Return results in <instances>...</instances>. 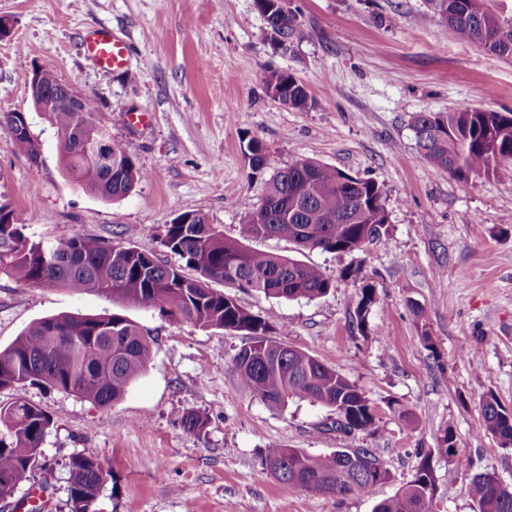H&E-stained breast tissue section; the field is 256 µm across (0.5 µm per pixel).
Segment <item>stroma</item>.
Instances as JSON below:
<instances>
[{
  "label": "stroma",
  "instance_id": "obj_1",
  "mask_svg": "<svg viewBox=\"0 0 512 512\" xmlns=\"http://www.w3.org/2000/svg\"><path fill=\"white\" fill-rule=\"evenodd\" d=\"M299 29L273 42L255 0H0L12 25L0 40V113H26L40 158L31 161L0 126V203L33 241L76 235L128 243L179 265L162 244L166 224L199 212L226 237L240 235L242 200L260 203L265 174L245 147L265 148L268 171L308 157L378 183L388 231L348 254L298 251L285 240L251 248L319 267L329 292L313 300L233 290L254 315L270 316L275 339L306 352L370 399L375 432L351 441L332 431L336 414L305 400L274 407L244 391L234 356L249 339L201 328L88 292L0 276V347L32 322L62 312H117L148 333L144 373L105 408L42 384L0 390L51 419L42 468L0 512H27L44 489L46 512H70L66 465L98 459L106 472L94 512H373L412 479L421 461L435 477L434 512H476L473 473L512 487V447L483 425L495 397L512 413V160L458 179L423 160L413 117L461 106L512 112V57L454 37L427 0H286ZM112 29L129 45V69L99 68L83 54V33ZM39 66L91 96L114 142L147 177L107 200L63 174L54 128L36 112L25 66ZM288 72L310 102L293 110L266 92L271 72ZM138 228L127 237L128 228ZM355 275H347V268ZM376 302L365 328L354 319L363 283ZM207 413L198 433L187 411ZM454 434L461 468L438 448ZM368 448L390 481L338 499L279 483L264 468L280 445L327 454Z\"/></svg>",
  "mask_w": 512,
  "mask_h": 512
}]
</instances>
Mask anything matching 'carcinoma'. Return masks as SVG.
I'll return each mask as SVG.
<instances>
[{
	"label": "carcinoma",
	"mask_w": 512,
	"mask_h": 512,
	"mask_svg": "<svg viewBox=\"0 0 512 512\" xmlns=\"http://www.w3.org/2000/svg\"><path fill=\"white\" fill-rule=\"evenodd\" d=\"M453 34L484 50L512 56V9L504 0H428ZM256 6L267 24L290 40L298 26L292 12L273 7V0ZM266 84L280 91L279 103L304 110L310 100L306 86L293 75L273 72ZM59 135L58 150L66 176L104 198L126 197L147 177L126 152L102 166L86 145L108 137L96 103L85 96L81 111L49 112ZM413 129L420 156L449 175L466 179L490 173L512 159V113L462 106L446 116L418 112ZM13 149L37 161L32 136L11 137ZM240 238H228L197 214L192 224L166 225L163 245L178 255L182 267L163 264L133 246L105 244L76 235L59 244L31 241L26 224L7 204H0V275L36 286L64 288L74 293L96 292L131 307H153L167 316L201 327L242 332L251 342L234 356L237 379L245 391L271 406L294 399L308 400L336 411V430L349 438L375 425L364 392L345 376L312 355L271 337L270 319L255 316L231 296L210 288L220 281L287 300L325 295L332 283L320 268L289 256L251 250L243 241L280 238L299 249L351 253L387 231L384 191L376 182L356 178L319 161L300 158L277 170L267 181L258 204H243ZM375 302L373 285L361 287L355 319L364 327ZM150 345L143 329L120 313L83 315L59 313L39 319L5 348H0V389L27 382L75 394L100 407L119 400L128 384L145 369ZM485 430L503 446L512 445V414L493 396L482 401ZM207 416L188 411L183 428L200 432ZM50 426L48 415L26 401L0 405V429L12 437L0 439V497L14 495L28 481L41 457L40 445ZM377 465L345 469V451L310 455L298 448H270L264 465L276 480L290 485L297 477L303 488L336 498L364 495L390 479L389 471L367 448H354ZM71 512H92L105 473L101 462L77 454L68 463ZM434 474L421 462L412 480L380 501L374 512H430L426 495ZM490 472L470 479V494L478 512H512V488H495Z\"/></svg>",
	"instance_id": "cac0c4a2"
}]
</instances>
